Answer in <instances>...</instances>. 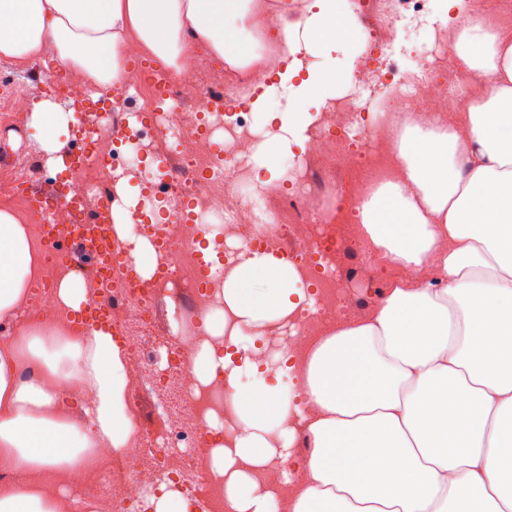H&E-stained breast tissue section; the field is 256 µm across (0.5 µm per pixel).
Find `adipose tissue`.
<instances>
[{"instance_id":"obj_1","label":"adipose tissue","mask_w":512,"mask_h":512,"mask_svg":"<svg viewBox=\"0 0 512 512\" xmlns=\"http://www.w3.org/2000/svg\"><path fill=\"white\" fill-rule=\"evenodd\" d=\"M0 0V56L51 57L99 89L125 77L131 51L178 77L199 54L224 68L271 175L305 147L320 112L356 91L365 23L349 0ZM422 29L452 27L460 78L476 99L440 126L390 112L394 175L356 207L369 251L414 270L389 281L371 312L311 338L302 367L276 355L259 366L257 341L315 300L295 265L273 247L238 244L224 275V312L205 332L224 336L194 363L203 380L226 372L253 380L237 397L240 430L213 459L228 512H278L252 469L273 458L303 471L289 512H512V30L474 12L472 0H426ZM281 47L271 81L248 70L266 44ZM30 230L0 209V322L28 299L36 269ZM298 376L307 408L275 381ZM89 390L85 419L67 385ZM125 352L111 332L76 333L34 322L0 340V465L27 484L0 488V512H66L37 477L97 465L98 451L124 454L135 432L128 413ZM311 451L293 460L297 429Z\"/></svg>"}]
</instances>
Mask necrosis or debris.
<instances>
[{
	"label": "necrosis or debris",
	"mask_w": 512,
	"mask_h": 512,
	"mask_svg": "<svg viewBox=\"0 0 512 512\" xmlns=\"http://www.w3.org/2000/svg\"><path fill=\"white\" fill-rule=\"evenodd\" d=\"M367 29L363 67L382 80L388 93L384 113L403 107L448 123L458 103L448 90L457 78L451 41L437 37L438 63L420 59L421 74L400 72L385 53L400 21L419 12L424 0H349ZM224 91L237 117L225 123L224 143L215 145L216 127L205 118L214 88ZM168 106L149 110L135 131L133 145L121 148L112 136L98 134L91 153L110 156L112 166L88 164L70 171L68 194L82 197L89 209L118 201L115 170L134 175L141 186L161 184L166 195L186 203L187 211L172 214L167 223L152 225L146 214L132 215L120 246L131 250L145 239L155 251L156 273L145 293L136 295L113 285L97 287L90 302L107 300L112 325L125 339L128 385L131 390L154 388L175 378L181 419L169 422L163 434H139L123 457L112 462V478L91 491L92 499L109 504L112 512H134L154 489L159 475L174 477L188 499L198 490L211 493L216 512L224 509V480L210 467L212 450L202 428H211L220 441L232 439L239 426L226 376L201 382L192 361L203 345L222 349L224 340L200 331L194 324L207 312L223 307L224 270L201 267L197 245L208 227L218 228L225 257L233 243L278 245L291 243L285 256L301 270L319 277L314 309L298 311L283 336L267 337L254 359L265 364L280 351L302 359L308 340L323 328L350 318V294L355 281L368 271L388 265L387 259L364 251L351 216L370 188L393 174L394 134L383 116H372L358 96L336 101L321 115L319 130L306 154L295 162L289 194L279 200L255 195V170L248 159L260 141L250 129L245 102L220 75L206 72L197 60L170 85ZM157 158V167L144 163ZM195 290L192 309L174 306L166 335L151 330V308L170 286Z\"/></svg>",
	"instance_id": "1"
}]
</instances>
